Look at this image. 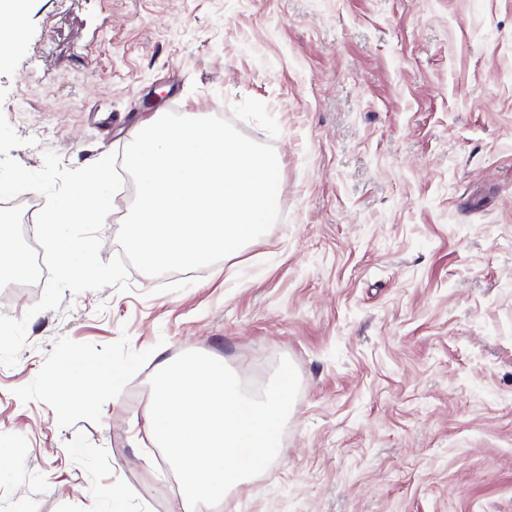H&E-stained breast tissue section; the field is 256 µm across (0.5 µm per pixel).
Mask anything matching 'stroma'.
I'll use <instances>...</instances> for the list:
<instances>
[{"instance_id":"stroma-1","label":"stroma","mask_w":512,"mask_h":512,"mask_svg":"<svg viewBox=\"0 0 512 512\" xmlns=\"http://www.w3.org/2000/svg\"><path fill=\"white\" fill-rule=\"evenodd\" d=\"M157 112L220 113L272 144L280 219L190 275L6 295L0 512H180L147 429L186 351L261 388L300 378L261 489L211 512H512V0H28L0 58L27 169L123 156ZM99 233L100 258L135 196ZM126 371L78 413L46 379Z\"/></svg>"}]
</instances>
